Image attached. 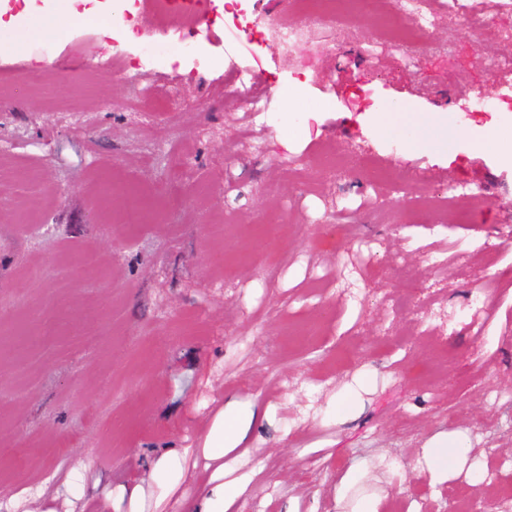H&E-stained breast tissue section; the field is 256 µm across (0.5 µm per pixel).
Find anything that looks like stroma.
<instances>
[{"instance_id": "35a3bbf8", "label": "stroma", "mask_w": 512, "mask_h": 512, "mask_svg": "<svg viewBox=\"0 0 512 512\" xmlns=\"http://www.w3.org/2000/svg\"><path fill=\"white\" fill-rule=\"evenodd\" d=\"M429 2L419 50L377 43L365 8L285 49L289 0H247L253 39L212 0L179 54L182 30L140 0L111 34L72 23L76 0H0L1 503L42 484L56 512H130L123 488L177 453L199 483L146 508L183 512L224 412L254 417L224 458L225 512H346L336 486L362 462L382 512H446L466 473L433 489L417 460L455 431L512 512V168L406 154L366 119L435 112L511 152L512 71L480 61L512 42V0H481L477 34L474 0ZM33 13L67 23L42 40ZM306 69L310 118L281 124ZM142 88L169 108L144 110ZM477 89L495 109L471 111ZM132 189L154 192L140 224L124 221ZM423 193L459 196L475 222L416 210Z\"/></svg>"}]
</instances>
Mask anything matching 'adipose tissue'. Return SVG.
Returning <instances> with one entry per match:
<instances>
[{
    "instance_id": "adipose-tissue-1",
    "label": "adipose tissue",
    "mask_w": 512,
    "mask_h": 512,
    "mask_svg": "<svg viewBox=\"0 0 512 512\" xmlns=\"http://www.w3.org/2000/svg\"><path fill=\"white\" fill-rule=\"evenodd\" d=\"M372 119L379 131L386 136L400 134L404 138V150L414 154L422 151H444L448 147L469 144L472 150L494 156L498 153L495 140L484 138L469 141L465 131L449 127L432 113L409 112L393 108L373 113ZM250 421L234 415L219 417L210 429L206 440L210 446L209 461L214 466L213 481L205 490L200 502L188 501L184 512H224V505L237 494L234 486L224 484V457L235 451L244 441ZM471 442L461 432L438 434L430 438L422 450L420 466L433 482L442 483L462 467H469L472 485H481L484 475L480 467L468 466ZM159 497H166L177 486L193 481L196 472L188 466L185 457L172 454L159 459L152 471Z\"/></svg>"
}]
</instances>
